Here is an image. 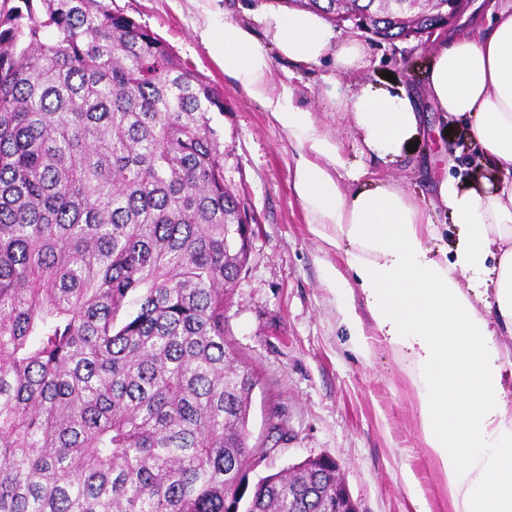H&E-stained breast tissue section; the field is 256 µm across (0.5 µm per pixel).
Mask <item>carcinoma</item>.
<instances>
[{
	"instance_id": "obj_1",
	"label": "carcinoma",
	"mask_w": 512,
	"mask_h": 512,
	"mask_svg": "<svg viewBox=\"0 0 512 512\" xmlns=\"http://www.w3.org/2000/svg\"><path fill=\"white\" fill-rule=\"evenodd\" d=\"M385 40L444 0H289ZM224 95L104 0H0V512H293L248 489L256 381L224 341L247 213Z\"/></svg>"
}]
</instances>
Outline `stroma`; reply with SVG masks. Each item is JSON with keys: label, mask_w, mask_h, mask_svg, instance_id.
Here are the masks:
<instances>
[{"label": "stroma", "mask_w": 512, "mask_h": 512, "mask_svg": "<svg viewBox=\"0 0 512 512\" xmlns=\"http://www.w3.org/2000/svg\"><path fill=\"white\" fill-rule=\"evenodd\" d=\"M112 8L160 36L223 92L229 107L215 119L224 131V181L257 220L248 263L224 303L225 341L257 379L249 428L262 455L248 483L309 458L330 457L339 462L363 512H416L420 500L428 512H453L446 481L424 444L409 381L376 336L362 299L354 305L367 354L354 351L339 324L329 272L345 270L344 252L325 241L327 226L310 223L294 190L298 144L211 58L194 32L200 20L195 0H112ZM334 32L337 42L367 48L362 68L335 74L342 88L353 90L390 74L416 91L430 127L418 154L386 162L363 153L349 114L323 95V77L331 73L327 66L291 74L275 62L276 92H292L336 140L346 162L340 171L345 189L358 187L351 172L360 168L363 179L401 186L428 206L447 169L466 176L475 161L468 146L449 155L445 137L435 132L440 114L421 91L434 42L383 41L349 22ZM274 414L286 430L278 439L268 433ZM407 472L416 480V494L406 488Z\"/></svg>", "instance_id": "35a3bbf8"}]
</instances>
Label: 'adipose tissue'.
<instances>
[{"label":"adipose tissue","mask_w":512,"mask_h":512,"mask_svg":"<svg viewBox=\"0 0 512 512\" xmlns=\"http://www.w3.org/2000/svg\"><path fill=\"white\" fill-rule=\"evenodd\" d=\"M204 0L200 39L302 152L294 188L311 223L333 227L346 271H332L340 324L367 348L353 305L362 297L374 329L403 363L424 441L443 473L453 512H512V0H490L469 31H449L424 74L425 92L477 155L469 177L445 175L435 205L447 209L451 243L406 191H346L337 142L292 93L275 92L274 59L297 70L323 64L325 93L349 112L368 154L396 161L427 124L419 100L385 82L342 96L336 72L361 67L362 44L335 43L327 20L264 0L262 35ZM275 54H268V47Z\"/></svg>","instance_id":"obj_1"}]
</instances>
